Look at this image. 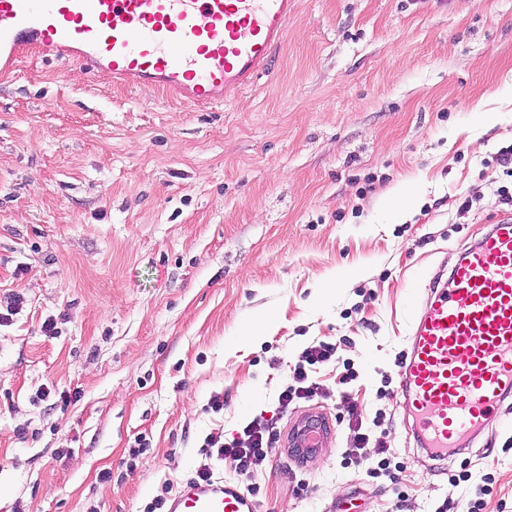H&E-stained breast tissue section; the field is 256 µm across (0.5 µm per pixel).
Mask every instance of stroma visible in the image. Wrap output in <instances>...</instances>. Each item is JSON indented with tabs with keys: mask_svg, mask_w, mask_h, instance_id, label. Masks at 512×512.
Wrapping results in <instances>:
<instances>
[{
	"mask_svg": "<svg viewBox=\"0 0 512 512\" xmlns=\"http://www.w3.org/2000/svg\"><path fill=\"white\" fill-rule=\"evenodd\" d=\"M509 145L512 0H297L221 105L22 57L0 73V512H144L253 420L259 512H468L484 483L483 512H512V398L441 466L401 387L413 300L512 217ZM317 341V397L281 411ZM352 407L389 475L343 465ZM309 415L324 444L292 455ZM335 353V345L319 342L317 345L306 347L293 370V379L297 384H304L308 379V368L330 362Z\"/></svg>",
	"mask_w": 512,
	"mask_h": 512,
	"instance_id": "stroma-1",
	"label": "stroma"
}]
</instances>
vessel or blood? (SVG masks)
Wrapping results in <instances>:
<instances>
[{
  "label": "vessel or blood",
  "mask_w": 512,
  "mask_h": 512,
  "mask_svg": "<svg viewBox=\"0 0 512 512\" xmlns=\"http://www.w3.org/2000/svg\"><path fill=\"white\" fill-rule=\"evenodd\" d=\"M295 9L296 0H0V70L26 53L68 59L124 86L214 104L264 73ZM413 309L403 367L411 431L444 458L512 396V218L497 220L448 287ZM170 512L258 509L239 483L189 480Z\"/></svg>",
  "instance_id": "b4317fda"
}]
</instances>
